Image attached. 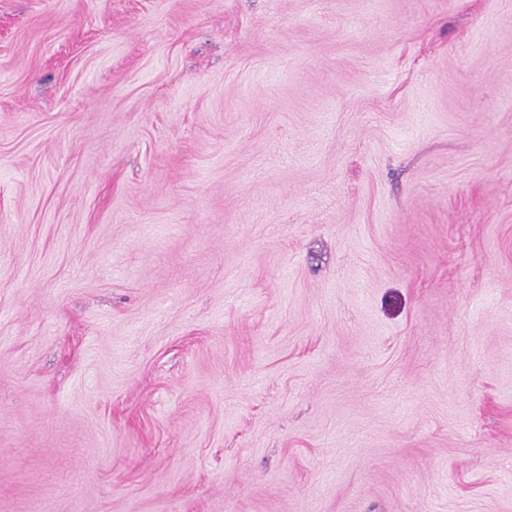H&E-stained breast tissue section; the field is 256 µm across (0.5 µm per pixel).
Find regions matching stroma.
I'll use <instances>...</instances> for the list:
<instances>
[{
    "instance_id": "35a3bbf8",
    "label": "stroma",
    "mask_w": 512,
    "mask_h": 512,
    "mask_svg": "<svg viewBox=\"0 0 512 512\" xmlns=\"http://www.w3.org/2000/svg\"><path fill=\"white\" fill-rule=\"evenodd\" d=\"M0 512H512V0H0Z\"/></svg>"
}]
</instances>
